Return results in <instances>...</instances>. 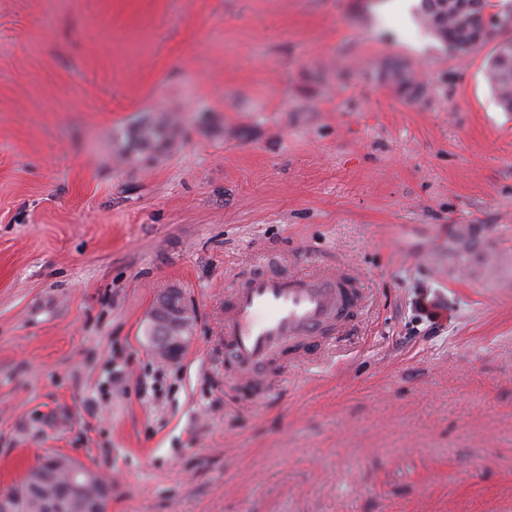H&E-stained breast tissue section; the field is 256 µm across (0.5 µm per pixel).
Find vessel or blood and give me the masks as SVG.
<instances>
[{"label": "vessel or blood", "instance_id": "obj_1", "mask_svg": "<svg viewBox=\"0 0 512 512\" xmlns=\"http://www.w3.org/2000/svg\"><path fill=\"white\" fill-rule=\"evenodd\" d=\"M356 275H288L271 267L242 277L224 295V368L253 380L291 347L317 354L329 334L344 330Z\"/></svg>", "mask_w": 512, "mask_h": 512}]
</instances>
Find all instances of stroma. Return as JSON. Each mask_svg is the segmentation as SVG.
Returning <instances> with one entry per match:
<instances>
[{"label": "stroma", "instance_id": "obj_1", "mask_svg": "<svg viewBox=\"0 0 512 512\" xmlns=\"http://www.w3.org/2000/svg\"><path fill=\"white\" fill-rule=\"evenodd\" d=\"M423 8L0 0V492L63 453L110 512H512L506 33L462 55ZM269 255L366 304L238 383L224 292ZM164 288L196 314L170 363ZM487 76L502 107L512 109V38L500 41L488 61ZM454 237L457 243L452 249L457 264L470 272H474L477 266H483L488 254L482 247L477 248L483 242L480 229L475 225H463L455 230ZM150 321L154 356L166 362L176 360L192 339L193 320L183 295L178 304L155 300Z\"/></svg>", "mask_w": 512, "mask_h": 512}]
</instances>
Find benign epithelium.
<instances>
[{"label": "benign epithelium", "mask_w": 512, "mask_h": 512, "mask_svg": "<svg viewBox=\"0 0 512 512\" xmlns=\"http://www.w3.org/2000/svg\"><path fill=\"white\" fill-rule=\"evenodd\" d=\"M150 321L154 356L166 362L176 360L192 339L193 320L188 305L183 300L177 304L156 301L150 312ZM63 472L68 476L64 494L45 507L47 512H70V496L92 484L95 485V495L84 501L83 512H109V485L100 481L96 469L70 456L52 458L41 464L28 487L53 482Z\"/></svg>", "instance_id": "7a95c632"}]
</instances>
